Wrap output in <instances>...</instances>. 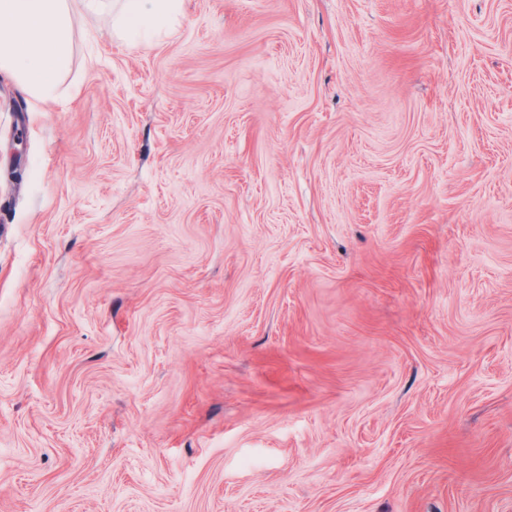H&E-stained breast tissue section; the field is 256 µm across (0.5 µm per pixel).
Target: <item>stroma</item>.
<instances>
[{"label": "stroma", "mask_w": 512, "mask_h": 512, "mask_svg": "<svg viewBox=\"0 0 512 512\" xmlns=\"http://www.w3.org/2000/svg\"><path fill=\"white\" fill-rule=\"evenodd\" d=\"M0 78V512H512V0H186Z\"/></svg>", "instance_id": "obj_1"}]
</instances>
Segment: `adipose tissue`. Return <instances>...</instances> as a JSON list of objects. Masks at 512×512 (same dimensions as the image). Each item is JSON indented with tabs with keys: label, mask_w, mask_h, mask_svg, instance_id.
Here are the masks:
<instances>
[{
	"label": "adipose tissue",
	"mask_w": 512,
	"mask_h": 512,
	"mask_svg": "<svg viewBox=\"0 0 512 512\" xmlns=\"http://www.w3.org/2000/svg\"><path fill=\"white\" fill-rule=\"evenodd\" d=\"M112 15L123 39L171 34L184 0H0V76L38 104L57 97L60 76L72 59L76 13Z\"/></svg>",
	"instance_id": "1"
}]
</instances>
